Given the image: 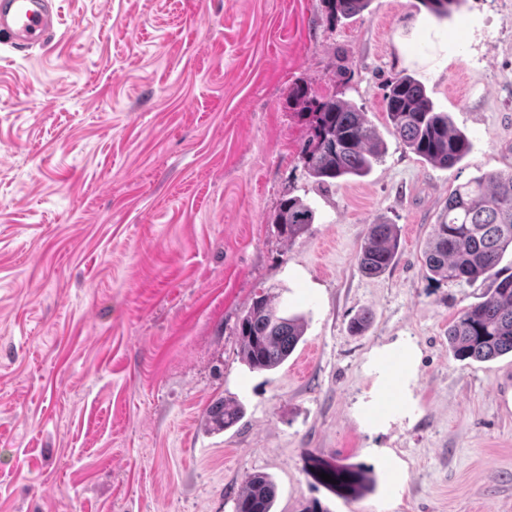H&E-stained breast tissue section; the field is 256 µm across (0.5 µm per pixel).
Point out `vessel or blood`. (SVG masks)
Returning a JSON list of instances; mask_svg holds the SVG:
<instances>
[{
	"label": "vessel or blood",
	"instance_id": "b4317fda",
	"mask_svg": "<svg viewBox=\"0 0 512 512\" xmlns=\"http://www.w3.org/2000/svg\"><path fill=\"white\" fill-rule=\"evenodd\" d=\"M55 28L52 0H0V42L43 46Z\"/></svg>",
	"mask_w": 512,
	"mask_h": 512
}]
</instances>
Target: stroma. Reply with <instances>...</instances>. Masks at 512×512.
Instances as JSON below:
<instances>
[{"label": "stroma", "instance_id": "stroma-1", "mask_svg": "<svg viewBox=\"0 0 512 512\" xmlns=\"http://www.w3.org/2000/svg\"><path fill=\"white\" fill-rule=\"evenodd\" d=\"M56 5L47 45L0 44V512H234L258 473L275 512H512V356L460 361L446 335L490 283L425 269L450 193L512 170V0H370L333 26L321 0ZM404 75L469 137L453 167L391 133ZM302 84L367 112L368 175H305ZM286 195L316 212L291 243ZM379 223L398 255L370 277ZM264 288L305 332L254 371L236 324ZM223 397L244 416L207 433ZM336 465L374 487L325 484ZM398 233L396 225H369L364 244L357 256L359 268L368 275L386 271L397 257Z\"/></svg>", "mask_w": 512, "mask_h": 512}]
</instances>
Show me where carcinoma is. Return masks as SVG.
<instances>
[{"label": "carcinoma", "instance_id": "obj_1", "mask_svg": "<svg viewBox=\"0 0 512 512\" xmlns=\"http://www.w3.org/2000/svg\"><path fill=\"white\" fill-rule=\"evenodd\" d=\"M370 0H322L331 25L362 14ZM430 13L448 16L462 0H420ZM290 100L297 114L308 119V138L300 153L307 176L325 185L346 176L362 177L381 159V139L366 114L336 97L318 96L307 86L296 87ZM392 133L422 160L452 167L470 152L471 143L436 110L423 84L409 75L395 78L384 95ZM315 211L297 196L280 200L274 224L292 242L315 223ZM394 224L369 225L357 256L368 275L386 271L397 257ZM512 249V172L482 174L448 196L433 225L425 252L432 281L491 280L482 300L465 309L448 327V344L456 359L485 362L512 354V274L498 269ZM304 333L302 318L279 314L272 297L257 295L240 318V355L253 370H273L295 351ZM242 406L220 399L208 410L205 426L221 432L242 418ZM327 474L338 484L367 489L374 485L364 472L337 466ZM276 485L266 474L247 478L234 512H273Z\"/></svg>", "mask_w": 512, "mask_h": 512}]
</instances>
